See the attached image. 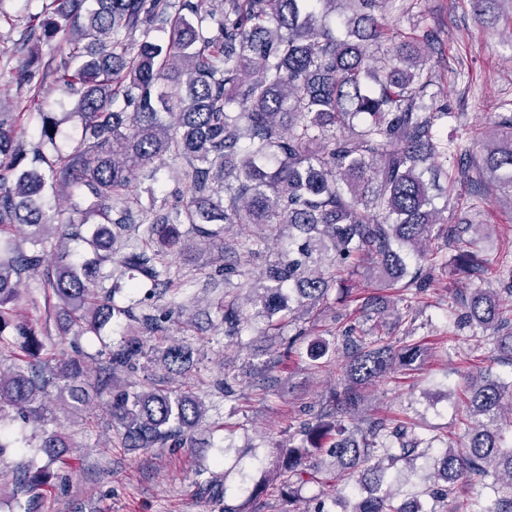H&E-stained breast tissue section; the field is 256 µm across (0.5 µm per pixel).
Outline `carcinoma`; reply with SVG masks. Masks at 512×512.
<instances>
[{
  "label": "carcinoma",
  "instance_id": "cac0c4a2",
  "mask_svg": "<svg viewBox=\"0 0 512 512\" xmlns=\"http://www.w3.org/2000/svg\"><path fill=\"white\" fill-rule=\"evenodd\" d=\"M52 0L30 19L19 51L26 57L13 79L26 102L43 97L47 80L77 96L76 110L58 117L40 110L37 135L23 140L21 103L0 99V348L18 365L0 366V421L32 425L15 437L0 427V457L8 448H36L13 473L17 512H33L41 487L72 469V436L56 426L48 405L83 413L102 408L101 428L125 448L190 445L205 401L171 389L167 379L193 366L190 349L151 339L180 308L176 261L199 241L218 249L211 279L224 281L218 304L224 336L237 338L256 321L277 336L294 326L284 353L315 363L333 353L342 379L322 409L299 421L280 446L274 472L282 493L277 512H299L303 490L322 485L321 468L305 460L324 455L343 482L349 512H448L460 480L475 476L490 490L471 512H512V431L500 423L512 395V320L499 295L512 297V240L500 242L496 288L460 294L454 327L504 369L478 367L465 391L469 418L461 448L448 436L362 414L364 389L427 354L413 324L435 273L448 267L443 246L460 244L454 274L484 272L474 247L488 224H449L435 205L436 179L463 177L512 195V112L496 113L480 156L458 153L439 137L448 106L437 102L425 72L429 31L406 37L376 16L386 0ZM485 21L499 0H468ZM346 6L356 25L341 35L326 18ZM54 42L43 59L26 50L32 39ZM76 119L80 144L64 153L60 126ZM181 171L186 194L172 205H144L132 186ZM68 193V212L44 193ZM271 224L288 229V250L255 277L262 241L227 246L224 229ZM394 290L404 314L386 340L348 318L336 336L301 348L311 319L332 284L355 297V277ZM33 303L43 298L59 336L100 339L94 354L76 347L58 357L52 336H41L19 312L21 285ZM253 292L254 312L240 300ZM381 301L360 308L363 321H383ZM122 338L107 342L112 324ZM156 361L165 376L130 391L118 377ZM210 393L231 400L228 378ZM406 477L432 480L427 503H395L392 485ZM199 485L220 512H260L253 493L229 488L209 469ZM491 482H486V479ZM241 494L246 501L232 504Z\"/></svg>",
  "mask_w": 512,
  "mask_h": 512
}]
</instances>
